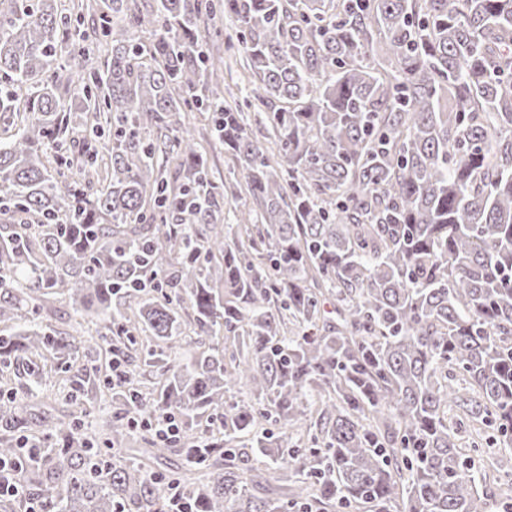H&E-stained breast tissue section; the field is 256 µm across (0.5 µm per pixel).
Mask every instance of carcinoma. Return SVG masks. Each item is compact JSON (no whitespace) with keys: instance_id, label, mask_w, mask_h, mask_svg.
Returning <instances> with one entry per match:
<instances>
[{"instance_id":"carcinoma-1","label":"carcinoma","mask_w":512,"mask_h":512,"mask_svg":"<svg viewBox=\"0 0 512 512\" xmlns=\"http://www.w3.org/2000/svg\"><path fill=\"white\" fill-rule=\"evenodd\" d=\"M57 2L0 0V384L64 364L118 408L105 470L56 423L30 491L168 512L125 440L171 413L142 453L214 460L178 478L194 512H490L475 462L512 475V0L81 2L101 62ZM219 8L242 86L198 35ZM53 299L109 346L35 323ZM26 423L0 404V456Z\"/></svg>"}]
</instances>
